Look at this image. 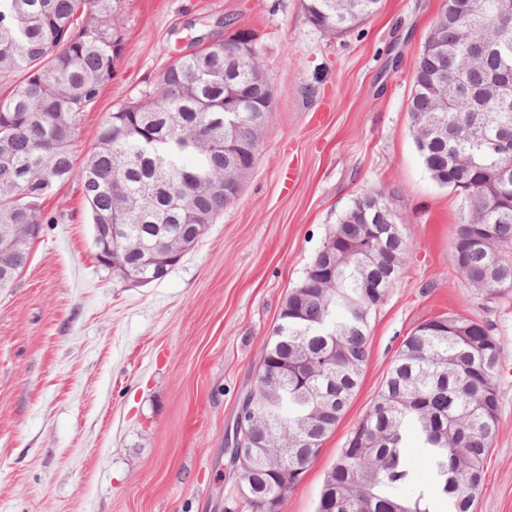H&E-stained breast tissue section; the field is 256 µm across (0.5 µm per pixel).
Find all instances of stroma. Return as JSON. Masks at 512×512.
<instances>
[{
	"label": "stroma",
	"mask_w": 512,
	"mask_h": 512,
	"mask_svg": "<svg viewBox=\"0 0 512 512\" xmlns=\"http://www.w3.org/2000/svg\"><path fill=\"white\" fill-rule=\"evenodd\" d=\"M444 3L382 0L330 35L303 0H122L124 52L82 116L76 161L111 112L228 20L253 33L276 95L242 192L162 279L132 283L99 262L78 177L41 203L52 222L0 288V512H250L228 476L240 396L330 228L380 188L404 224L406 263L370 315L357 392L280 512H315L403 339L444 313L492 323L504 339L499 427L474 512H512V291L487 297L451 264L467 202L431 178L408 112Z\"/></svg>",
	"instance_id": "stroma-1"
}]
</instances>
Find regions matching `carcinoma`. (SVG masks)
Returning <instances> with one entry per match:
<instances>
[{"mask_svg":"<svg viewBox=\"0 0 512 512\" xmlns=\"http://www.w3.org/2000/svg\"><path fill=\"white\" fill-rule=\"evenodd\" d=\"M381 0H306L321 30H352L378 11ZM432 25L413 70L409 112L416 148L432 179L464 192L469 209L450 249L455 269L481 293L512 289V181L498 179L512 156V101L501 104L495 83L512 78V31L498 27L504 0H451ZM120 0H0V73L21 80L0 98V225L54 223L41 201L74 173L77 121L93 108L123 51L110 18ZM474 44L489 46L475 67H451ZM469 103L467 112L438 105L440 74ZM224 170V52L198 48L171 62L144 97L123 104L100 126L79 178L92 223L125 224L140 249L125 253L139 268L162 239L203 236L198 216L216 220L229 204L204 185ZM389 196L369 190L329 230L360 249L321 286L323 251L281 308L273 339L263 349L252 417L236 418L234 436L252 418L274 430L264 448L232 472L251 512L282 497L302 479L357 390L367 358L368 318L395 283L409 250L401 223L379 221ZM34 238L18 245L11 265L22 272ZM494 267L497 282L485 279ZM503 339L489 324L460 315L437 316L403 340L369 409L325 477L316 512H431L425 494L409 498L416 481L406 464L412 425L434 459L423 481L435 484L454 512H473L484 465L499 425L497 376ZM288 361L275 406L265 404L269 373ZM295 450L283 459L278 448Z\"/></svg>","mask_w":512,"mask_h":512,"instance_id":"1","label":"carcinoma"}]
</instances>
